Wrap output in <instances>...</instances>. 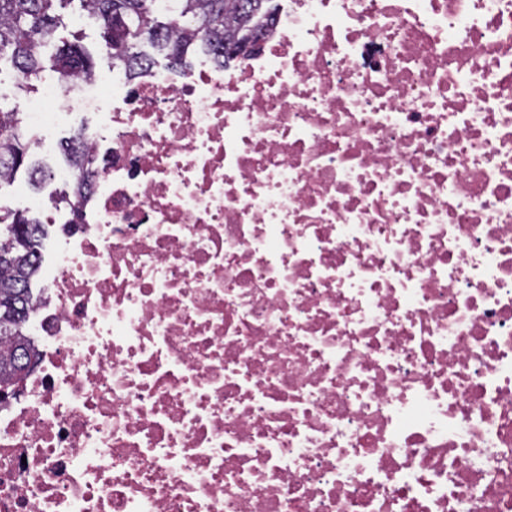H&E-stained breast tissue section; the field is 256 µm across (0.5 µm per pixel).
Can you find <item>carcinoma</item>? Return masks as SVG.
Segmentation results:
<instances>
[{"label":"carcinoma","instance_id":"cac0c4a2","mask_svg":"<svg viewBox=\"0 0 512 512\" xmlns=\"http://www.w3.org/2000/svg\"><path fill=\"white\" fill-rule=\"evenodd\" d=\"M70 0H0V58L10 59L20 78L19 89L29 91L45 70L43 47L52 42L60 24L56 6ZM179 29L169 18L154 12V0H80L83 9L98 16L101 37L112 66L123 68L129 79L141 78L152 59L140 49L142 41L165 52L173 69H183L200 47L211 46L219 64L234 57L230 46L250 32H266L273 22L271 0H177ZM50 69L59 77L94 71L91 56L82 45L64 41L50 57ZM17 109L0 108V170L15 174L25 164L33 138L21 127ZM67 160L89 171L94 158L83 153L82 141L71 139L64 148ZM0 293L17 292L21 311L10 312L0 301V386L21 380L25 373L4 357L33 358L19 325L31 310L30 284L36 272L44 225L23 211L0 214Z\"/></svg>","mask_w":512,"mask_h":512}]
</instances>
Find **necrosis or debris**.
Listing matches in <instances>:
<instances>
[{
  "mask_svg": "<svg viewBox=\"0 0 512 512\" xmlns=\"http://www.w3.org/2000/svg\"><path fill=\"white\" fill-rule=\"evenodd\" d=\"M92 113L0 395V512H512V0H279Z\"/></svg>",
  "mask_w": 512,
  "mask_h": 512,
  "instance_id": "1",
  "label": "necrosis or debris"
}]
</instances>
